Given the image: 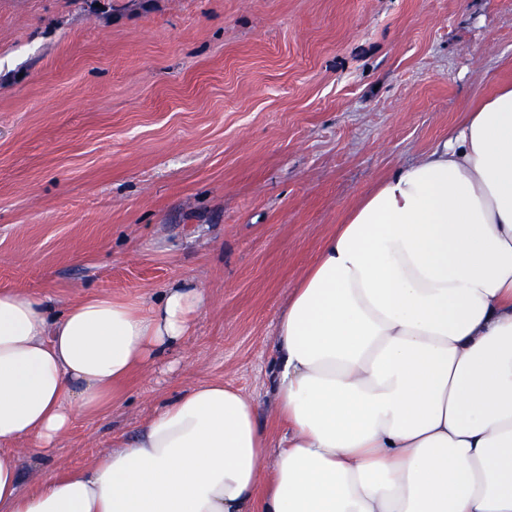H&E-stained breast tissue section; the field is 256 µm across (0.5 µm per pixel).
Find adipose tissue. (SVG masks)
Wrapping results in <instances>:
<instances>
[{"instance_id": "adipose-tissue-1", "label": "adipose tissue", "mask_w": 512, "mask_h": 512, "mask_svg": "<svg viewBox=\"0 0 512 512\" xmlns=\"http://www.w3.org/2000/svg\"><path fill=\"white\" fill-rule=\"evenodd\" d=\"M205 302L192 281L59 312L0 291V512H512V83L324 240L275 328L279 442L201 383L22 490V456L182 347Z\"/></svg>"}]
</instances>
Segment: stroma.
<instances>
[{"label": "stroma", "mask_w": 512, "mask_h": 512, "mask_svg": "<svg viewBox=\"0 0 512 512\" xmlns=\"http://www.w3.org/2000/svg\"><path fill=\"white\" fill-rule=\"evenodd\" d=\"M512 83V0H0V290L54 308L196 281L186 345L36 471L221 382L271 440L273 334L323 240Z\"/></svg>", "instance_id": "1"}]
</instances>
